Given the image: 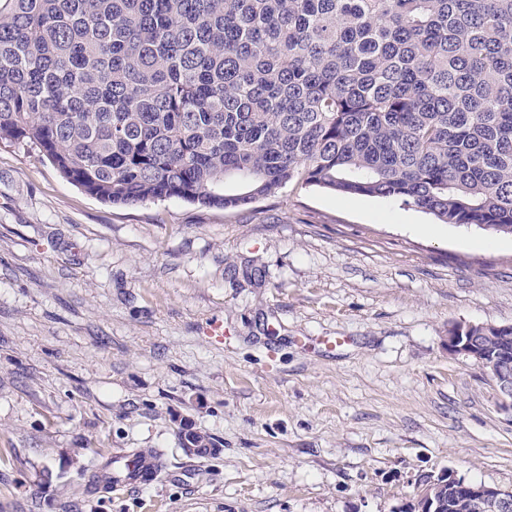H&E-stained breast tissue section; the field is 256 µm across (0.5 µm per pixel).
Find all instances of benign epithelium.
Segmentation results:
<instances>
[{"instance_id": "1", "label": "benign epithelium", "mask_w": 512, "mask_h": 512, "mask_svg": "<svg viewBox=\"0 0 512 512\" xmlns=\"http://www.w3.org/2000/svg\"><path fill=\"white\" fill-rule=\"evenodd\" d=\"M485 337L476 324L458 323L448 329V352L464 355L492 369L499 397L512 403V353H488ZM475 512H512V497L493 487H484L474 501Z\"/></svg>"}]
</instances>
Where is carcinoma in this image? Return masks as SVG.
<instances>
[{
    "label": "carcinoma",
    "instance_id": "obj_1",
    "mask_svg": "<svg viewBox=\"0 0 512 512\" xmlns=\"http://www.w3.org/2000/svg\"><path fill=\"white\" fill-rule=\"evenodd\" d=\"M3 140L112 205L301 181L511 235L512 0H0Z\"/></svg>",
    "mask_w": 512,
    "mask_h": 512
}]
</instances>
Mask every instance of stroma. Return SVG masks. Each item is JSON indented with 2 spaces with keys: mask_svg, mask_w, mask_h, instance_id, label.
Here are the masks:
<instances>
[{
  "mask_svg": "<svg viewBox=\"0 0 512 512\" xmlns=\"http://www.w3.org/2000/svg\"><path fill=\"white\" fill-rule=\"evenodd\" d=\"M461 322L512 325L511 235L317 187L112 206L0 142V512H404L450 472L512 491V407L449 354ZM137 448L164 450L157 479L95 485Z\"/></svg>",
  "mask_w": 512,
  "mask_h": 512,
  "instance_id": "35a3bbf8",
  "label": "stroma"
}]
</instances>
